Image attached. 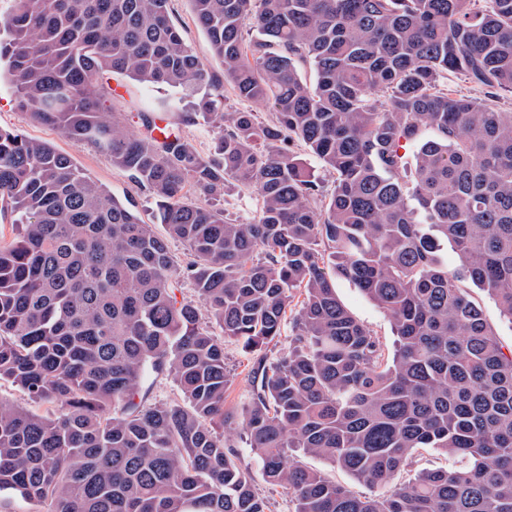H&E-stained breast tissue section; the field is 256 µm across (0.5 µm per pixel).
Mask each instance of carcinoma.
<instances>
[{
    "mask_svg": "<svg viewBox=\"0 0 512 512\" xmlns=\"http://www.w3.org/2000/svg\"><path fill=\"white\" fill-rule=\"evenodd\" d=\"M13 2L0 59L20 107L109 155L168 237L68 154L0 128V379L45 405L0 401V492L50 512H268L239 427L294 512H512V348L471 294L512 322V112L442 82L512 94V0H188L220 73L169 0ZM114 74L176 90L213 151L152 109L109 120ZM226 84L249 108L225 110ZM296 144L333 176L328 200ZM237 188L261 200L247 221L224 208ZM338 278L389 317L392 355ZM182 279L224 339L178 300ZM226 339L257 355L241 412L224 408ZM160 374L182 402L145 403ZM419 448L462 465L398 482ZM170 11L185 40L204 61L211 60V48L206 35L197 26L187 0H171ZM293 457L294 460L301 464L321 470L330 479L349 488L350 490L359 495L370 496L378 491L376 488H371L369 485H366L365 483L358 481L345 471L332 467L329 463L320 458L306 456L301 454L300 452L294 453Z\"/></svg>",
    "mask_w": 512,
    "mask_h": 512,
    "instance_id": "1",
    "label": "carcinoma"
}]
</instances>
